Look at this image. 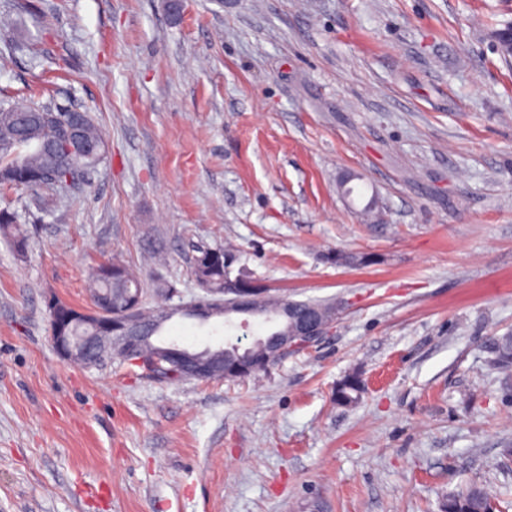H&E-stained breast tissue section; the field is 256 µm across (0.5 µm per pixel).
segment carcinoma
<instances>
[{"mask_svg":"<svg viewBox=\"0 0 512 512\" xmlns=\"http://www.w3.org/2000/svg\"><path fill=\"white\" fill-rule=\"evenodd\" d=\"M74 112L31 101L0 103V187L20 188L31 192V204L48 213L55 204V196L72 185L89 181L91 172L102 160L105 134L91 120L83 118L80 140L84 147L77 149L70 142V121ZM0 236L9 240L15 253L24 256L28 238L17 222L15 212L0 210ZM237 261L233 248L217 247L198 250L191 266L195 281L207 285L217 294L224 293L225 281L232 277ZM91 303H105L114 308L133 307L143 328L154 327L160 335L164 325L174 316L183 319L189 315L166 305L148 307L143 301L140 280L129 266L120 260L102 262L91 272ZM252 304L276 324L280 297L271 294L264 285L256 284ZM495 365L512 367V336H501L494 343ZM261 353L245 361L240 350L228 344L224 348V380L236 382L267 370ZM364 389L361 375L347 374L337 385L335 400L347 406L355 402ZM496 500L485 488L471 486L453 492L441 503L440 512H485Z\"/></svg>","mask_w":512,"mask_h":512,"instance_id":"cac0c4a2","label":"carcinoma"}]
</instances>
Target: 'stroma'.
<instances>
[{"label": "stroma", "instance_id": "obj_1", "mask_svg": "<svg viewBox=\"0 0 512 512\" xmlns=\"http://www.w3.org/2000/svg\"><path fill=\"white\" fill-rule=\"evenodd\" d=\"M507 24L512 0H0V98L87 112L107 142L52 213L0 188L29 242L0 238V512H438L470 484L512 512ZM227 244L273 293L343 301L332 333L240 383L58 356L45 299L87 306L96 263L152 303L176 282L173 306L200 294L197 247ZM364 389L361 375L357 372L348 373L337 385L335 400L339 405L347 406L355 402Z\"/></svg>", "mask_w": 512, "mask_h": 512}]
</instances>
